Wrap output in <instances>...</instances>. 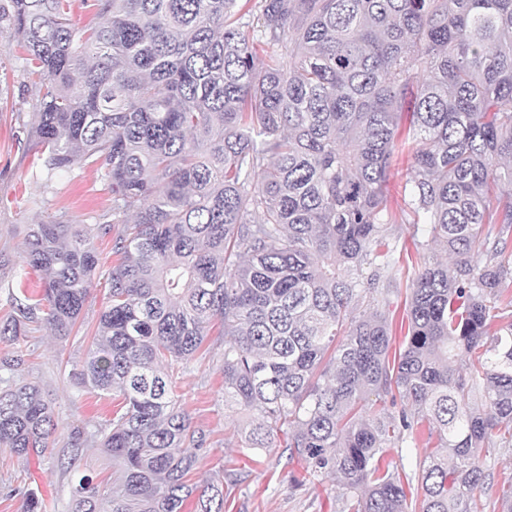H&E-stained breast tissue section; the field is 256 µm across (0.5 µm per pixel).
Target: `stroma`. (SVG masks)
Returning a JSON list of instances; mask_svg holds the SVG:
<instances>
[{"label": "stroma", "instance_id": "obj_1", "mask_svg": "<svg viewBox=\"0 0 512 512\" xmlns=\"http://www.w3.org/2000/svg\"><path fill=\"white\" fill-rule=\"evenodd\" d=\"M24 54L9 31L0 32V321L10 311L8 287L24 281L27 287L40 283L37 271L24 267L20 255L31 225L61 217L72 224H98L112 210V188L103 163L73 167L50 182L34 181L40 148L29 129L34 121L31 106L34 78L27 71ZM99 264L95 288L78 321L79 332L69 340L55 339L43 326L29 335L0 343V360L21 358L13 372L16 379H37L52 402L59 429L53 454L20 459L0 452V512H23L22 491L35 489L47 504V512H68L73 484L80 475L111 479L112 463L95 445H87L75 470L62 468L69 457L67 435L72 427L93 431L111 419L122 405L118 396L101 395L78 387L70 372L86 358L91 335L108 294V275L116 258L112 238L95 234ZM203 356L191 360L175 397L193 429L203 432L206 442L197 455L200 464L192 476L202 484L217 474L246 472V479L229 487L224 512H337L341 488L330 477L295 485L301 466L282 456V436L272 447H243L240 429L252 412L224 404V339L210 335ZM483 462L489 475L476 496L484 512H500L504 490L512 487V447L493 449Z\"/></svg>", "mask_w": 512, "mask_h": 512}]
</instances>
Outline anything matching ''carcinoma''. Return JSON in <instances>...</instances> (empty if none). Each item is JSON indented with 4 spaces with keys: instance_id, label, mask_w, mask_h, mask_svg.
Returning <instances> with one entry per match:
<instances>
[{
    "instance_id": "cac0c4a2",
    "label": "carcinoma",
    "mask_w": 512,
    "mask_h": 512,
    "mask_svg": "<svg viewBox=\"0 0 512 512\" xmlns=\"http://www.w3.org/2000/svg\"><path fill=\"white\" fill-rule=\"evenodd\" d=\"M0 0L36 77V181L103 160L117 262L77 385L123 398L93 437L105 488L69 512H224V480L188 483L204 435L173 396L214 327L224 403L256 412L252 448L285 435L302 484L333 476L340 512H482L485 448L512 446V0ZM414 166L387 208L401 112ZM431 226L452 265L406 255L408 332L390 356L391 225ZM0 339L69 338L99 258L86 224L27 235ZM366 310L354 315L360 300ZM403 402L398 414L376 402ZM58 429L38 382L0 376V449L45 454ZM437 438L406 473L409 435ZM70 430L72 465L86 446ZM23 512H46L33 490ZM95 0H70L71 14L74 20L78 23L79 27L85 25H93L101 21L97 15Z\"/></svg>"
}]
</instances>
